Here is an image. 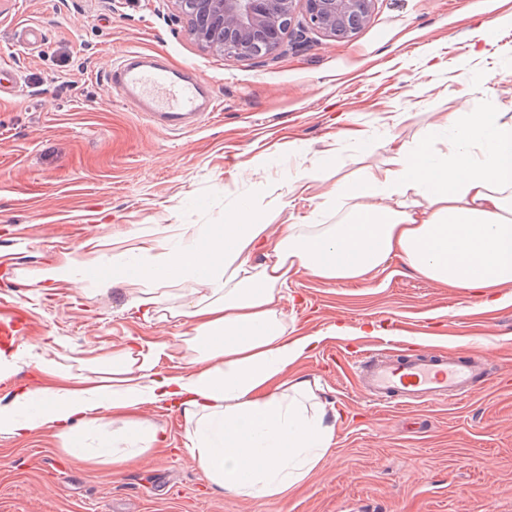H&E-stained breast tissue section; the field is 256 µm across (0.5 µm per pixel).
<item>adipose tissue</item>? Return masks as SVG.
Wrapping results in <instances>:
<instances>
[{"mask_svg": "<svg viewBox=\"0 0 512 512\" xmlns=\"http://www.w3.org/2000/svg\"><path fill=\"white\" fill-rule=\"evenodd\" d=\"M448 142L438 160L430 137L403 144L394 168L337 185L354 201L340 224L275 231L249 200L207 235L113 256L111 276L92 278L82 261L42 270L46 281L139 287L133 305L143 318L179 319L184 332L173 344L129 337L107 381L77 373L61 386L18 388L0 406V434L51 428L69 454L117 470L160 443L141 415L155 404L181 413L185 449L214 488L270 498L299 484L332 444L338 415L319 378L293 371L322 341L288 330L280 303L294 274L365 280L397 257L436 283L512 302V120L467 113L449 126ZM186 281L197 284L195 299L164 306V287ZM163 357L186 371L158 372Z\"/></svg>", "mask_w": 512, "mask_h": 512, "instance_id": "ef3b65f1", "label": "adipose tissue"}]
</instances>
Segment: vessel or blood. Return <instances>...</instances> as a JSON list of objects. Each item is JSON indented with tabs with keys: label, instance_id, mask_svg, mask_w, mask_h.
Masks as SVG:
<instances>
[{
	"label": "vessel or blood",
	"instance_id": "b4317fda",
	"mask_svg": "<svg viewBox=\"0 0 512 512\" xmlns=\"http://www.w3.org/2000/svg\"><path fill=\"white\" fill-rule=\"evenodd\" d=\"M106 79L151 123L169 131L187 129L216 108L197 80L149 55L122 56ZM353 362L367 395L379 404L409 406L468 397L493 381L485 362L471 357L417 352L399 359L366 349L357 352Z\"/></svg>",
	"mask_w": 512,
	"mask_h": 512
}]
</instances>
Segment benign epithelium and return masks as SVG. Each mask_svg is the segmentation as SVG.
<instances>
[{
  "label": "benign epithelium",
  "instance_id": "benign-epithelium-1",
  "mask_svg": "<svg viewBox=\"0 0 512 512\" xmlns=\"http://www.w3.org/2000/svg\"><path fill=\"white\" fill-rule=\"evenodd\" d=\"M198 43L237 58L269 57L295 18L298 37L314 30L334 40L353 37L375 0H173Z\"/></svg>",
  "mask_w": 512,
  "mask_h": 512
}]
</instances>
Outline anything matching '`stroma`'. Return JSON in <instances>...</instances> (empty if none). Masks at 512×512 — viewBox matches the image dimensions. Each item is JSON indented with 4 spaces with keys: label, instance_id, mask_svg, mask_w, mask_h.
<instances>
[{
    "label": "stroma",
    "instance_id": "35a3bbf8",
    "mask_svg": "<svg viewBox=\"0 0 512 512\" xmlns=\"http://www.w3.org/2000/svg\"><path fill=\"white\" fill-rule=\"evenodd\" d=\"M129 52L189 68L217 108L195 127L152 126L107 83ZM0 311L27 328L21 344L61 365L31 364L0 381V405L21 386L57 385L68 372L102 377L127 336L174 341L177 321L138 319L122 284L36 282L70 260L174 243L183 225H221L264 185L288 189L317 169L306 204H274V225L339 224L332 196L391 165L400 143L466 112L512 116V0H375L347 41L309 34L265 60L202 47L170 0H0ZM280 307L289 326L326 338L295 367L320 379L341 417L334 443L304 483L277 498L212 487L184 448V421L156 406L144 418L165 441L112 471L69 455L42 429L0 435V512H512V304L442 287L389 261L376 277L327 284L293 277ZM372 323V336H327ZM429 351L489 358L495 380L471 397L406 408L375 405L337 349L400 353L418 336Z\"/></svg>",
    "mask_w": 512,
    "mask_h": 512
}]
</instances>
